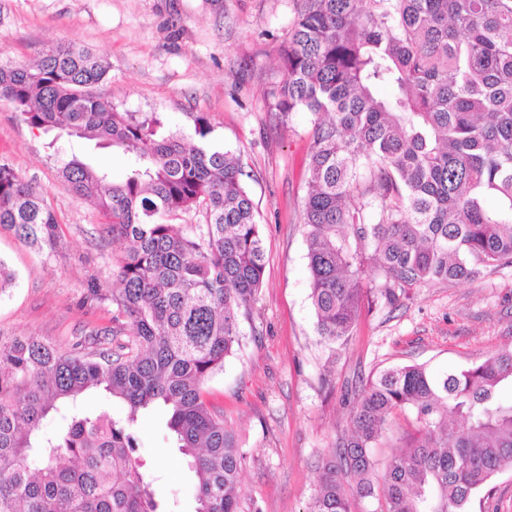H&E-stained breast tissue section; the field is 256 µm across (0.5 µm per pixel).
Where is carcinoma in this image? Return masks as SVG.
I'll return each instance as SVG.
<instances>
[{
  "label": "carcinoma",
  "mask_w": 512,
  "mask_h": 512,
  "mask_svg": "<svg viewBox=\"0 0 512 512\" xmlns=\"http://www.w3.org/2000/svg\"><path fill=\"white\" fill-rule=\"evenodd\" d=\"M280 63L270 110L303 112L313 128L303 224L331 356L372 297L396 307L422 284L512 264V0H304ZM107 72L76 44L0 63V101L28 125L125 157L119 177L76 157L60 174L132 243L115 286L90 285L112 304L92 341L63 352L0 336V512H165L134 455L138 420L156 407L195 475L193 512H240L246 452L204 385L240 347L264 283L241 154L203 116L185 137L156 112L118 111L92 93ZM192 211L204 222L175 223ZM0 227L55 253L43 192L6 163ZM90 391L123 415L85 411ZM394 414L411 415L414 432L382 462ZM349 418L307 512H472L512 469V349L465 369H384Z\"/></svg>",
  "instance_id": "carcinoma-1"
}]
</instances>
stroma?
Returning a JSON list of instances; mask_svg holds the SVG:
<instances>
[{
  "instance_id": "1",
  "label": "stroma",
  "mask_w": 512,
  "mask_h": 512,
  "mask_svg": "<svg viewBox=\"0 0 512 512\" xmlns=\"http://www.w3.org/2000/svg\"><path fill=\"white\" fill-rule=\"evenodd\" d=\"M300 0H0V60L35 63L60 44L93 49L108 64L96 96L126 112H158L175 131L194 132L205 115L226 148L240 151L265 251L264 285L243 347L205 385L247 453L241 512H306L319 461L350 430L354 396L380 370L423 364L465 368L512 347V265L471 281L412 289L400 305L374 300L325 374L309 300L305 227L306 114L281 117L268 93L282 74L279 52ZM0 101V163L32 181L59 224L55 256L45 258L0 230V257L15 285L0 295V336L34 335L69 352L91 330L111 326V304L87 285H113L112 258L124 243L103 231L96 206L62 180L74 157L121 174L123 155L64 136L57 147ZM136 450L167 512H193V475L162 412L141 417Z\"/></svg>"
}]
</instances>
